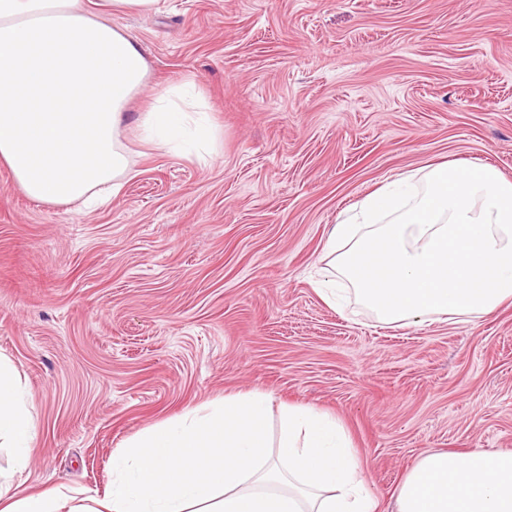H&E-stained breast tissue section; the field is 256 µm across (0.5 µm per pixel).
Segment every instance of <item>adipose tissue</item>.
Listing matches in <instances>:
<instances>
[{
  "instance_id": "1",
  "label": "adipose tissue",
  "mask_w": 512,
  "mask_h": 512,
  "mask_svg": "<svg viewBox=\"0 0 512 512\" xmlns=\"http://www.w3.org/2000/svg\"><path fill=\"white\" fill-rule=\"evenodd\" d=\"M160 0H0V166L31 201L86 206L117 194L129 171L120 131L148 144L215 151L216 133L192 111L184 82L128 107L149 80L135 38L116 13L157 11ZM323 277L346 279L387 325L433 316L469 321L512 299V180L487 164L434 166L387 184L354 218L332 225ZM255 389L186 411L122 443L112 489L72 503L55 490L24 494L0 480V512H376L361 460L335 418L283 408ZM34 423L19 374L0 356V447L25 471ZM395 512H512V452L440 451L419 458Z\"/></svg>"
}]
</instances>
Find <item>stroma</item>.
Masks as SVG:
<instances>
[{
    "label": "stroma",
    "instance_id": "stroma-1",
    "mask_svg": "<svg viewBox=\"0 0 512 512\" xmlns=\"http://www.w3.org/2000/svg\"><path fill=\"white\" fill-rule=\"evenodd\" d=\"M140 44L144 111L185 79L207 162L145 145L88 211L35 203L0 167V354L36 425L21 492L112 487L123 441L260 389L336 418L379 512L440 450H512V301L469 322L381 325L315 272L330 227L443 161L512 180V0H160L113 16Z\"/></svg>",
    "mask_w": 512,
    "mask_h": 512
}]
</instances>
